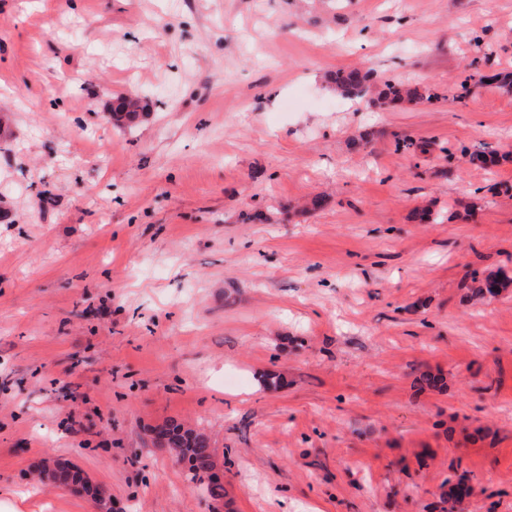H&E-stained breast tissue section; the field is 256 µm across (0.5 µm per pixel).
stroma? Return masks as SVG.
<instances>
[{
  "label": "stroma",
  "instance_id": "35a3bbf8",
  "mask_svg": "<svg viewBox=\"0 0 512 512\" xmlns=\"http://www.w3.org/2000/svg\"><path fill=\"white\" fill-rule=\"evenodd\" d=\"M508 73L512 0H0V504L97 512L57 460L112 512H512ZM333 83L336 92L345 98L362 99L374 93L377 100L384 104H397L404 101L417 102L431 99L433 96L427 88L416 85L398 87L388 81L374 89L371 74L362 73L359 69L337 72ZM161 429L166 444L158 449L165 450L181 464H189L191 480L205 484L207 497L213 502L224 500V485L214 478L215 457L208 435L202 431L185 428L181 423H167L154 430Z\"/></svg>",
  "mask_w": 512,
  "mask_h": 512
}]
</instances>
